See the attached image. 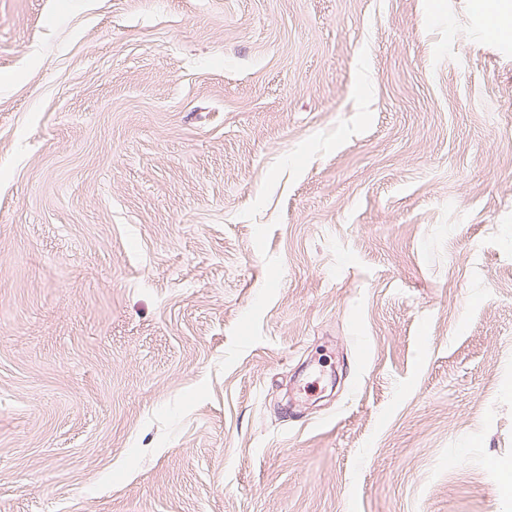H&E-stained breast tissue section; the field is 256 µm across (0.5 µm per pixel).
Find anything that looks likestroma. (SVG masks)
<instances>
[{
  "label": "stroma",
  "mask_w": 512,
  "mask_h": 512,
  "mask_svg": "<svg viewBox=\"0 0 512 512\" xmlns=\"http://www.w3.org/2000/svg\"><path fill=\"white\" fill-rule=\"evenodd\" d=\"M498 0H0V512H512Z\"/></svg>",
  "instance_id": "obj_1"
}]
</instances>
